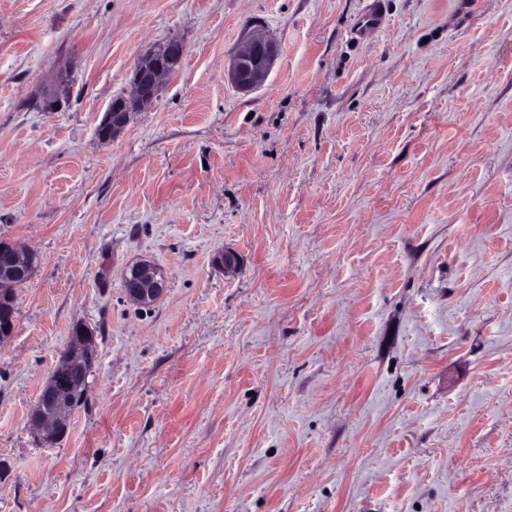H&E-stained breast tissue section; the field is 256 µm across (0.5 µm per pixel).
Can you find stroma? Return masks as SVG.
Here are the masks:
<instances>
[{
  "instance_id": "obj_1",
  "label": "stroma",
  "mask_w": 512,
  "mask_h": 512,
  "mask_svg": "<svg viewBox=\"0 0 512 512\" xmlns=\"http://www.w3.org/2000/svg\"><path fill=\"white\" fill-rule=\"evenodd\" d=\"M370 3L0 0V239L41 258L0 346V512H512V0H384L365 33ZM255 25L279 56L245 93ZM78 322L88 401L42 446ZM277 56V42L262 29L249 28L241 47L230 58L224 79L239 91H254L268 79ZM185 46L171 39L157 47L147 49L130 73V91L112 101L105 112L100 129L103 140L116 137L129 123L131 115L148 108L157 96L163 81L175 73L184 57ZM97 134L101 135V130ZM68 96V84L65 76L60 74L54 81L44 87L42 91V104L45 109L53 111L60 107ZM125 294L132 302L157 301L166 291V279L153 265L138 262L132 265V275L125 276ZM95 361L94 333L84 323H76L67 351L51 370L32 414V425L41 438L47 430L56 435L64 432L73 411L71 393L77 387H89L88 377Z\"/></svg>"
}]
</instances>
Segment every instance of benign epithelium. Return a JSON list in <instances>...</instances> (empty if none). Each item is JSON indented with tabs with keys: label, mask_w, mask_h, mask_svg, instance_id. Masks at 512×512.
<instances>
[{
	"label": "benign epithelium",
	"mask_w": 512,
	"mask_h": 512,
	"mask_svg": "<svg viewBox=\"0 0 512 512\" xmlns=\"http://www.w3.org/2000/svg\"><path fill=\"white\" fill-rule=\"evenodd\" d=\"M185 46L171 39L157 47L147 49L130 73V91L113 101L105 112L100 129L102 139L116 137L129 123L131 115L148 108L157 96L163 81L175 73L179 61L184 57ZM278 56L277 42L265 31L248 29L241 47L230 58L224 79L242 92H251L264 85L271 74ZM68 96V84L64 75H59L42 91V104L53 111L60 107ZM29 249L1 240L0 264L10 276L28 277L35 273V261L22 259ZM213 263L233 274L241 265L239 255L226 248L215 254ZM167 288L166 279L153 265L138 262L132 265V275L125 276V294L132 302L156 301ZM96 361V338L93 331L83 323L72 327L66 353L54 365L41 390L32 414V425L41 436L50 430L56 434L64 432L73 411L72 391L89 387L88 377Z\"/></svg>",
	"instance_id": "obj_1"
}]
</instances>
